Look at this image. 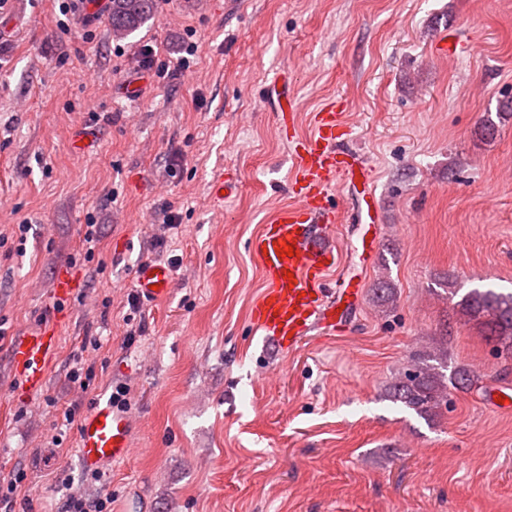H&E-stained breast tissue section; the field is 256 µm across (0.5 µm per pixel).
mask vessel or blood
<instances>
[{
    "label": "vessel or blood",
    "instance_id": "1",
    "mask_svg": "<svg viewBox=\"0 0 512 512\" xmlns=\"http://www.w3.org/2000/svg\"><path fill=\"white\" fill-rule=\"evenodd\" d=\"M273 92L291 147L295 202L248 241L264 279L250 310V322L281 350L291 352L310 332L322 329L333 333L345 322L346 309L335 301L329 288V275L337 262L331 243L338 222L332 182L361 186L368 223H381L382 216L368 188L372 169L349 147L335 108L314 113L311 133L302 136L296 132V96L287 79H280ZM288 246L292 255H282V248ZM171 278L168 266L145 264L135 272V288L141 297L154 302L167 292ZM62 321V316H54L50 325L21 335L12 365L26 393H37L44 385ZM132 431V419L123 407L109 400L94 402L78 426L81 467L94 471L127 458Z\"/></svg>",
    "mask_w": 512,
    "mask_h": 512
}]
</instances>
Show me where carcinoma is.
Masks as SVG:
<instances>
[{
	"label": "carcinoma",
	"mask_w": 512,
	"mask_h": 512,
	"mask_svg": "<svg viewBox=\"0 0 512 512\" xmlns=\"http://www.w3.org/2000/svg\"><path fill=\"white\" fill-rule=\"evenodd\" d=\"M156 0H112L109 22L112 31L125 38L152 18ZM463 313L484 319L485 333L496 343V350L504 361L512 362V292L493 289L475 290L464 301ZM433 359L441 364L448 359V347L438 343L431 352L413 355L414 369L396 380L390 387V396L421 416H437L448 407L449 388L466 389L479 380L472 369L458 367L447 376L432 365L422 362Z\"/></svg>",
	"instance_id": "obj_1"
}]
</instances>
